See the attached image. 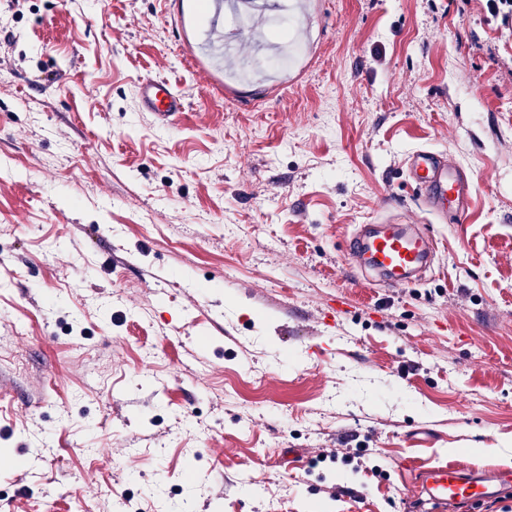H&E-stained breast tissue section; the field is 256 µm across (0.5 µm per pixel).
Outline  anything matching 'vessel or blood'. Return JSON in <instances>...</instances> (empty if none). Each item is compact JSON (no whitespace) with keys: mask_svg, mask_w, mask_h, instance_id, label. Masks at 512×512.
Returning <instances> with one entry per match:
<instances>
[{"mask_svg":"<svg viewBox=\"0 0 512 512\" xmlns=\"http://www.w3.org/2000/svg\"><path fill=\"white\" fill-rule=\"evenodd\" d=\"M268 19L265 0H207L203 12H181L183 45L204 77L215 85L235 77L242 66L238 43L252 42L265 55L279 45L265 36ZM144 111L166 126L174 125L189 103L172 83L149 76L138 85ZM408 176L437 215L459 217L470 197V180L455 162L430 150H417L407 160ZM435 247L431 238L406 224H363L350 240L348 256L358 267L372 271L387 286L403 283L411 274L429 269ZM418 497L429 512H446L452 505L487 502L499 498L512 484V472L479 469L455 463L420 467L416 475Z\"/></svg>","mask_w":512,"mask_h":512,"instance_id":"1","label":"vessel or blood"}]
</instances>
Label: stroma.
Instances as JSON below:
<instances>
[{
	"label": "stroma",
	"mask_w": 512,
	"mask_h": 512,
	"mask_svg": "<svg viewBox=\"0 0 512 512\" xmlns=\"http://www.w3.org/2000/svg\"><path fill=\"white\" fill-rule=\"evenodd\" d=\"M307 2L311 63L221 96L162 0H0V512H405L412 460L512 471V22ZM361 224L435 271L349 268ZM138 97L142 109L152 112L164 126L174 125L189 107L187 98L168 79L159 76L143 78L138 85ZM408 176L426 204L440 217L460 218L470 197V180L455 162L430 150L408 156ZM412 224H361L351 237L348 257L361 269L372 271L386 286L405 282L434 262L433 240Z\"/></svg>",
	"instance_id": "obj_1"
}]
</instances>
